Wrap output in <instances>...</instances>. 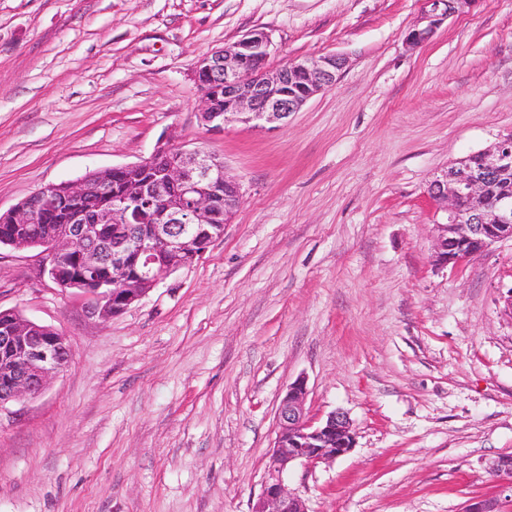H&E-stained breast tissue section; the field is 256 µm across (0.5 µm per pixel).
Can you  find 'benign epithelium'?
<instances>
[{
	"label": "benign epithelium",
	"instance_id": "7a95c632",
	"mask_svg": "<svg viewBox=\"0 0 512 512\" xmlns=\"http://www.w3.org/2000/svg\"><path fill=\"white\" fill-rule=\"evenodd\" d=\"M427 9L406 42H428L440 25L469 0H425ZM272 41L255 29L241 39L201 57L194 80L204 98L199 121L222 131L231 121L272 130L317 94L332 89L346 65L340 55L298 58L278 69L267 67ZM224 100V106L218 101ZM472 165L463 158L428 187L443 212L436 223L433 263L459 268L493 245L512 242V190L485 196L496 183L512 182V136L477 152ZM124 178L123 191L103 206L99 194L113 175ZM242 198L238 181L224 162L172 136L136 163L86 173L76 183L45 185L6 212L22 234H9L0 245L39 248L43 272L62 290L74 289L92 317L109 319L145 298L158 283L192 265L224 235ZM63 199L70 203L65 223L48 233L33 230L41 210ZM71 350L59 331L0 311V407L39 394L64 370ZM307 385H288L278 413V432L268 457L262 490L251 512H307L291 493L285 477L297 463L330 462L355 447L352 421L342 411L312 420L305 408ZM487 471L499 496L465 512H504L512 502V454L491 461Z\"/></svg>",
	"mask_w": 512,
	"mask_h": 512
}]
</instances>
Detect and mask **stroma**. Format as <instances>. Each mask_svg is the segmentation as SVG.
Returning <instances> with one entry per match:
<instances>
[{"instance_id": "1", "label": "stroma", "mask_w": 512, "mask_h": 512, "mask_svg": "<svg viewBox=\"0 0 512 512\" xmlns=\"http://www.w3.org/2000/svg\"><path fill=\"white\" fill-rule=\"evenodd\" d=\"M424 0H0V212L138 162L165 135L243 197L223 238L101 320L0 247V310L62 332L67 368L0 409V512H250L277 411L351 418L356 445L286 478L308 512H463L512 453V242L432 262L431 181L512 136V0L433 39ZM254 29L276 69L340 54L284 125L203 127L193 70Z\"/></svg>"}]
</instances>
